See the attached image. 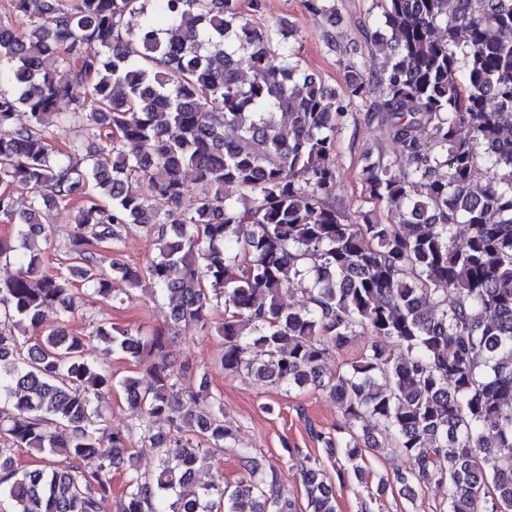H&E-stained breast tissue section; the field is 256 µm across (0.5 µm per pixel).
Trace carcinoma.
<instances>
[{
	"instance_id": "obj_1",
	"label": "carcinoma",
	"mask_w": 512,
	"mask_h": 512,
	"mask_svg": "<svg viewBox=\"0 0 512 512\" xmlns=\"http://www.w3.org/2000/svg\"><path fill=\"white\" fill-rule=\"evenodd\" d=\"M8 2L27 26L0 22V217L17 227L0 238V263L16 265L0 281V326L26 325L23 340L0 331V497L13 512H97L131 458L130 435L95 405L112 372L64 327L76 282L111 296L102 261L132 225L158 253L112 269L176 301L178 328L215 329L224 371L336 398L338 435L315 433L328 462L302 469L306 512H336L334 482L365 480L367 450L407 459L410 500L433 481L443 512H512V0H385L383 65L356 62L346 82L356 97L380 88L364 121L396 153H365L361 180L393 223L336 209L347 105L301 66L282 22L250 26L239 0ZM189 172L199 192L182 210ZM74 203L67 263L48 267L35 245L45 208ZM289 286L298 308L279 302ZM365 334L393 347L324 379L326 355ZM92 335L154 359L149 384L120 386L159 466L129 477L119 512H298L245 453L249 479H202V445L222 448L232 431L211 395L181 406L189 363L165 331L101 323ZM366 417L378 444L355 431ZM18 448L55 460L22 469Z\"/></svg>"
}]
</instances>
